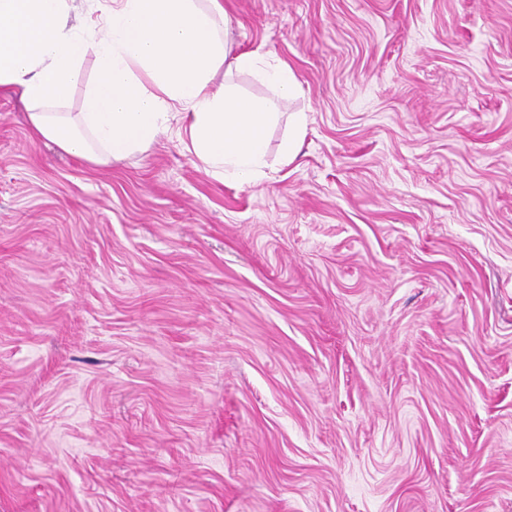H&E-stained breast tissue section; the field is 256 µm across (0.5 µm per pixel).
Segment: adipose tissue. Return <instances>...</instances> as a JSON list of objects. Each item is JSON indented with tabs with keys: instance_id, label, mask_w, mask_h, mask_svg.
I'll return each mask as SVG.
<instances>
[{
	"instance_id": "ef3b65f1",
	"label": "adipose tissue",
	"mask_w": 512,
	"mask_h": 512,
	"mask_svg": "<svg viewBox=\"0 0 512 512\" xmlns=\"http://www.w3.org/2000/svg\"><path fill=\"white\" fill-rule=\"evenodd\" d=\"M73 2L0 0V88L19 91L36 136L108 165L166 133L178 106L192 150L215 176L255 179L274 114L214 76L253 73L288 97L298 81L288 65L234 47L222 0H100L99 15L74 25ZM91 53L97 65L87 76ZM80 80L83 105L73 116L65 106Z\"/></svg>"
}]
</instances>
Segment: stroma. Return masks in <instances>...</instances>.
I'll return each instance as SVG.
<instances>
[{
  "label": "stroma",
  "instance_id": "stroma-1",
  "mask_svg": "<svg viewBox=\"0 0 512 512\" xmlns=\"http://www.w3.org/2000/svg\"><path fill=\"white\" fill-rule=\"evenodd\" d=\"M224 6L255 181L0 89V512H512V0Z\"/></svg>",
  "mask_w": 512,
  "mask_h": 512
}]
</instances>
